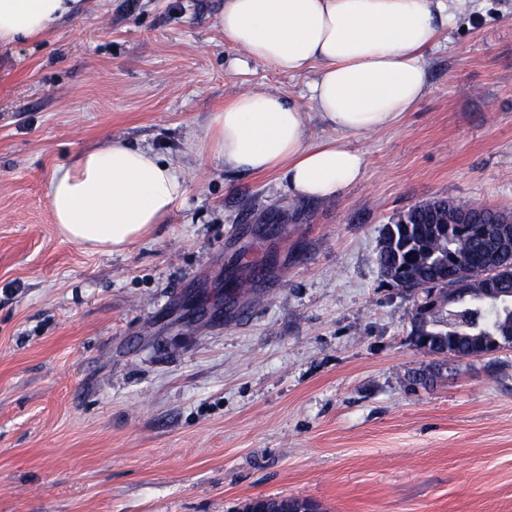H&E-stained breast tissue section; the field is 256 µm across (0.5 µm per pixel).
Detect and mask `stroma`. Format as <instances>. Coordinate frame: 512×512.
Returning <instances> with one entry per match:
<instances>
[{"label": "stroma", "instance_id": "stroma-1", "mask_svg": "<svg viewBox=\"0 0 512 512\" xmlns=\"http://www.w3.org/2000/svg\"><path fill=\"white\" fill-rule=\"evenodd\" d=\"M223 8L89 0L0 47V512H512V347L411 385L421 296L376 261L419 203L512 210V0H468L414 112L349 137L363 180L308 201L186 151L244 91L308 103L309 75L225 43ZM108 137L189 183L119 254L63 240L47 197Z\"/></svg>", "mask_w": 512, "mask_h": 512}]
</instances>
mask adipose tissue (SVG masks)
Returning a JSON list of instances; mask_svg holds the SVG:
<instances>
[{
    "label": "adipose tissue",
    "instance_id": "ef3b65f1",
    "mask_svg": "<svg viewBox=\"0 0 512 512\" xmlns=\"http://www.w3.org/2000/svg\"><path fill=\"white\" fill-rule=\"evenodd\" d=\"M462 0H224L232 46L276 70L310 74L307 96L332 134L313 138L299 103L252 89L215 112L191 148L225 167L278 174L292 198L329 199L359 183L349 136L398 124L428 92L426 55ZM88 0H0V46L48 35ZM188 183L151 149L107 139L52 173L48 202L64 239L121 252L165 223Z\"/></svg>",
    "mask_w": 512,
    "mask_h": 512
}]
</instances>
